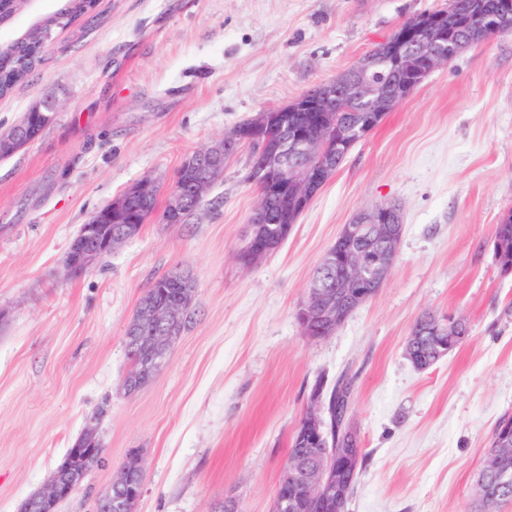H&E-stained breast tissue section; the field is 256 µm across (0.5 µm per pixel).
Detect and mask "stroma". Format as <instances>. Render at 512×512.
I'll list each match as a JSON object with an SVG mask.
<instances>
[{
  "label": "stroma",
  "instance_id": "obj_1",
  "mask_svg": "<svg viewBox=\"0 0 512 512\" xmlns=\"http://www.w3.org/2000/svg\"><path fill=\"white\" fill-rule=\"evenodd\" d=\"M448 0H99L60 31L28 83L0 98V128L40 96L59 112L0 159V512H19L95 419L104 463L58 512H94L131 449L135 512H273L291 438L315 386L353 380L366 455L347 512H475L491 435L512 415V272L494 257L512 211V33L432 72L356 143L286 240L255 266L238 253L258 192L250 150L224 163L199 214L150 219L79 277L69 245L139 180L169 186L185 157L257 113L335 79L407 19ZM394 203L392 272L331 336L297 319L344 224ZM196 281L195 315L135 395L124 331L149 283ZM469 336L420 370L406 341L423 314Z\"/></svg>",
  "mask_w": 512,
  "mask_h": 512
}]
</instances>
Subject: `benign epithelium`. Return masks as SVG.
Instances as JSON below:
<instances>
[{
  "label": "benign epithelium",
  "mask_w": 512,
  "mask_h": 512,
  "mask_svg": "<svg viewBox=\"0 0 512 512\" xmlns=\"http://www.w3.org/2000/svg\"><path fill=\"white\" fill-rule=\"evenodd\" d=\"M510 29L512 0H488L479 11L472 10L464 0H455L446 10L408 19L347 72L292 102L294 108L320 113L316 128H285L281 113L289 108L284 106L262 113L257 124L235 131L187 158L169 188L162 223H180L198 213L189 209L188 197L208 193L223 175L224 157L236 143L259 145L258 164L251 174L254 180L265 184V195L289 198L298 212H303L335 172L336 155L363 140L375 119L390 111L440 67L448 58V44L458 46L457 52L461 53L471 46L468 33L473 30L480 40L488 41ZM377 69L389 72L390 79L369 81V74ZM351 96L367 102L369 119L338 130L336 109L330 103L338 98L345 102ZM56 111L58 103L46 96L37 98L27 115L31 121L48 119ZM273 130L278 131L274 137ZM20 145L16 133L1 132L0 158L11 156ZM156 187L152 178L138 181L80 226L71 243L69 275H82L98 259L111 253L118 242L127 238L128 225L146 223L149 214L132 210L130 203L153 195ZM264 215L263 207L255 206L241 248L250 266L261 262L280 245L281 227L265 223ZM402 233L400 213L394 206L360 212L343 226L336 243L319 263L321 271H338L336 286L324 287L317 279L309 283L307 301L298 311V321L306 334L311 336L316 330L324 336L332 334L384 285L398 255ZM495 259L503 270H512V248L498 239ZM195 292V281L185 279L174 299L144 305L129 322L125 338L129 339V346L142 354L150 376H156L164 366L173 331L183 312L193 306ZM468 334V325L462 319L450 317L442 323L425 315L416 322L414 340L406 346L407 355L414 365L425 369L448 355ZM298 430L307 449L304 455L284 466L282 484L286 486L298 479L309 501L331 512H340L339 492L357 468L360 449L329 451L327 420L316 408L304 415ZM102 456L97 428L90 423L70 449L65 468L55 470L43 489L25 499L20 512H34V507L42 502L56 506L68 499L81 487L88 473L87 462H97ZM486 466L494 475L498 493L483 492L481 498L495 507L512 497V425L506 423L499 428L494 447L487 450ZM143 488L141 479L126 493L100 495L95 512H131V505L139 501Z\"/></svg>",
  "instance_id": "obj_1"
}]
</instances>
